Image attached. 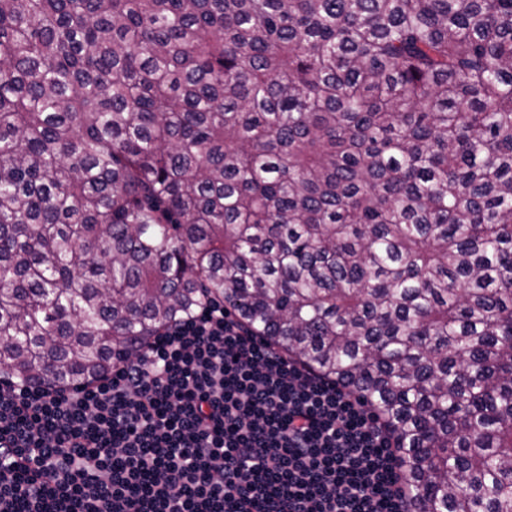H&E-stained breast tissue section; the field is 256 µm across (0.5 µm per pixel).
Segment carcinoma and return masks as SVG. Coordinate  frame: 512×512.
I'll list each match as a JSON object with an SVG mask.
<instances>
[{"mask_svg":"<svg viewBox=\"0 0 512 512\" xmlns=\"http://www.w3.org/2000/svg\"><path fill=\"white\" fill-rule=\"evenodd\" d=\"M218 297L512 512V0H0V371Z\"/></svg>","mask_w":512,"mask_h":512,"instance_id":"cac0c4a2","label":"carcinoma"}]
</instances>
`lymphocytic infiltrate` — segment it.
<instances>
[{
	"mask_svg": "<svg viewBox=\"0 0 512 512\" xmlns=\"http://www.w3.org/2000/svg\"><path fill=\"white\" fill-rule=\"evenodd\" d=\"M0 512H409L390 426L216 300L77 387L0 375Z\"/></svg>",
	"mask_w": 512,
	"mask_h": 512,
	"instance_id": "obj_1",
	"label": "lymphocytic infiltrate"
}]
</instances>
